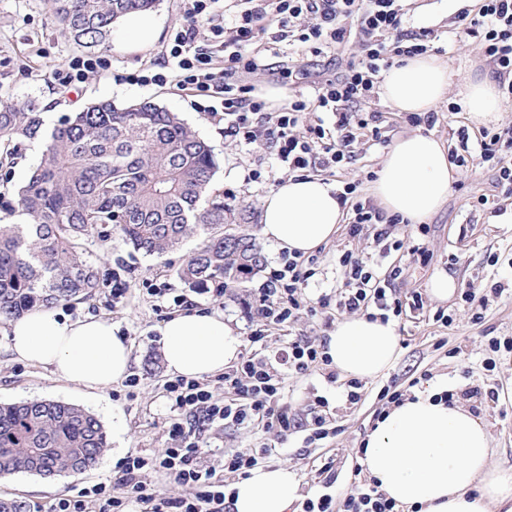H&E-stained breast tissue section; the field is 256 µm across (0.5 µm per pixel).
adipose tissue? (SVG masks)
Here are the masks:
<instances>
[{
	"label": "adipose tissue",
	"mask_w": 512,
	"mask_h": 512,
	"mask_svg": "<svg viewBox=\"0 0 512 512\" xmlns=\"http://www.w3.org/2000/svg\"><path fill=\"white\" fill-rule=\"evenodd\" d=\"M448 83L447 62L425 54L392 67L381 89L396 111L428 112L445 100ZM459 95L471 124L498 120L499 92L488 81L467 78ZM451 180L444 143L417 132L393 140L371 191L388 213L419 222L443 206ZM342 216L334 184L294 175L264 198L259 233L278 250L307 255L335 237ZM160 334L168 370L190 378L223 372L241 346L237 330L218 311L174 315ZM398 347L394 322L347 317L330 333L327 353L344 376L371 380L390 368ZM10 348L18 360L92 389L130 373L131 346L108 320L70 321L36 309L12 324ZM489 455L485 425L448 405L435 385L414 392L377 421L362 464L388 498L411 512H512V472L492 467ZM231 489L234 512H288L298 483L288 466H265Z\"/></svg>",
	"instance_id": "1"
}]
</instances>
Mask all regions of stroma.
Returning a JSON list of instances; mask_svg holds the SVG:
<instances>
[{"label":"stroma","mask_w":512,"mask_h":512,"mask_svg":"<svg viewBox=\"0 0 512 512\" xmlns=\"http://www.w3.org/2000/svg\"><path fill=\"white\" fill-rule=\"evenodd\" d=\"M403 6L405 29L432 31L434 44L440 49L439 57L448 63L451 79L440 112H447L449 104L456 102L463 79L475 75L493 78L495 66L485 56L481 40L456 29L459 12L476 11L479 0H404ZM153 13L159 21V34L153 42L125 46L110 39L104 46L89 50L61 36L47 14L44 0H0V98L19 104L35 99L58 117L98 99L112 100L119 108L143 101L156 103L179 113L211 146L218 163L215 183L228 202L261 205L269 191L288 175L276 159L273 144H246L225 134L223 123L203 112L200 96L190 87L173 81L163 86L126 83L128 75L156 69L171 34L184 20V2L158 0ZM251 49L263 59L265 67L249 77V84L257 88L282 87L295 96L312 94L313 83L333 78L344 69L357 45L352 42L314 54L297 41L273 47L268 35L262 34ZM91 54L105 57L107 67L91 74L78 91H63L52 79V71L73 58ZM362 109L379 112L386 141L364 145L344 165L339 179L356 183L359 195L368 199L372 196L369 175L378 170L388 150V140L413 131L414 126L406 113L394 111L380 96L364 103ZM40 152V143L29 142L14 165H0L1 217L7 216V202L12 201L15 188L29 177ZM497 175L494 165L476 159L455 168L446 203L426 220L429 255L425 263L412 265L406 276L396 282L398 294L404 297L415 291L427 294L435 272L444 269L450 270L461 287L471 283L489 290L493 283L503 284L502 293L490 295L481 321H473L460 295L445 302L429 297L423 312L397 320V359L384 375L363 382L355 403L348 400L346 388L333 387L319 375L288 377L285 399L296 412H304L317 393L328 398L341 427L336 438L321 448L304 447L302 433H295L269 458V465L292 469L299 490L320 493L318 469L325 457L333 456L342 462L343 469L332 491L339 498L351 493L353 458L379 412L385 409L378 392L390 383L405 391L414 382L422 388L433 383L445 384L457 393L475 386L485 392L496 391V399L486 398L478 405L468 399L464 405L475 408L477 417L493 437L492 464L512 472V353H495L489 348L490 338L512 339V196L503 195ZM482 195L489 198L488 207L476 206L477 197ZM198 244V238L187 239L179 251L156 259L135 252L117 235L105 243L89 240L85 248L98 271L100 286L89 299L62 303L55 308L64 318L110 320L125 333L132 345L131 373L139 380L135 389H127L118 382L91 390L17 360L9 348V324L0 321V403L44 398L81 406L106 427L109 442L91 470L55 481L18 473L0 480V498L25 501L31 512H51L56 499L70 489L110 482L116 464L123 458L157 453L166 447L171 413L163 399V384L169 373L159 343L161 320L153 298L145 291L146 284H167L176 293L186 294L198 308L223 312L225 321L245 337L253 320L248 303L264 280L263 275H256L242 286L227 288L218 299L189 289L176 270ZM347 246L368 256L372 265L383 268L389 264L367 241L351 242L344 231H337L322 250L321 273L311 286V296H318L342 281L337 258ZM116 272L130 283L126 297L118 304L113 303L110 295L112 275ZM439 309L451 315L450 326L434 320ZM455 347L460 349V356H449V349ZM261 440V432L228 424L207 432L202 451L216 461L223 452L247 451L259 446Z\"/></svg>","instance_id":"stroma-1"}]
</instances>
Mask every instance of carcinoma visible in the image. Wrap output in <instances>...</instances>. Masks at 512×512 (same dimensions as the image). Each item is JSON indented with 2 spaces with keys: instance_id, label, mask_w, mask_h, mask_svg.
<instances>
[{
  "instance_id": "cac0c4a2",
  "label": "carcinoma",
  "mask_w": 512,
  "mask_h": 512,
  "mask_svg": "<svg viewBox=\"0 0 512 512\" xmlns=\"http://www.w3.org/2000/svg\"><path fill=\"white\" fill-rule=\"evenodd\" d=\"M61 35L84 47L105 44L112 25L158 0H45ZM43 142L37 165L14 191L0 222V320L30 308L92 296L99 279L84 243L108 239L161 258L190 237L199 246L178 270L191 288L242 283L261 271L256 239L233 225L254 218L213 186L210 146L175 112L151 102L118 109L92 102L46 125L36 100L0 99V148ZM107 433L89 411L49 399L0 404V478L28 473L70 477L95 466Z\"/></svg>"
}]
</instances>
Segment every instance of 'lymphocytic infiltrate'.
Masks as SVG:
<instances>
[{"mask_svg":"<svg viewBox=\"0 0 512 512\" xmlns=\"http://www.w3.org/2000/svg\"><path fill=\"white\" fill-rule=\"evenodd\" d=\"M241 11L233 26L224 24V0H186V24L172 35L163 52V71L134 76L146 86L175 79L210 98L206 111L212 119L224 120L229 132L245 143L272 141L279 164L292 174L321 172L336 176L351 157L352 147L364 136L381 141L380 116L362 111L361 105L375 97L383 71L403 58L426 54L428 31L405 32L402 0H240ZM275 25L273 42L288 38L309 45L313 52L356 40L359 52L336 78L317 87L312 96L297 95L278 111L267 109L253 96L251 85L240 76L262 67L251 50L254 39L268 25ZM458 27L479 38L485 54L495 65L502 91L512 99V0H482L478 12L458 16ZM209 30L212 42L224 53L216 65L211 51L200 45L201 30ZM479 157L499 166L498 182L512 194V166L501 165L512 155V133L481 132ZM350 218L346 235L366 239L384 255L406 252L409 262L425 256L427 247L419 238L403 242L393 235L399 215L384 216L372 202L361 199L354 184H343L337 195ZM338 262L344 278L333 294L311 301L307 290L320 264L318 255L293 253L271 268L252 303L255 329L247 336L249 355L216 381L175 376L164 384V398L177 421L168 428L169 446L153 455H130L117 466L110 483L83 488L78 495L57 499L52 512H87L97 503L99 512H225L227 488L272 455L279 444L304 430L305 444L312 445L339 434L326 397L318 396L307 406L305 420H298L284 392L288 375L318 373L328 383L338 374L326 353V338L303 333L288 341L279 354H268V333L276 327H294L302 316H317L319 310L358 314L371 320L401 318L407 311L423 309L421 293L410 300L397 295L395 282L403 272L401 262L378 271L354 251L343 250ZM233 424L260 430L265 440L258 451L228 452L221 468H214L201 451L202 427ZM164 472L188 487L187 495L171 498L153 492L144 477ZM361 466H354L357 481L352 494L335 500L328 494L336 479L334 458L319 469L324 494L301 501L300 512H399L396 502L362 481Z\"/></svg>","mask_w":512,"mask_h":512,"instance_id":"f902f5d3","label":"lymphocytic infiltrate"}]
</instances>
